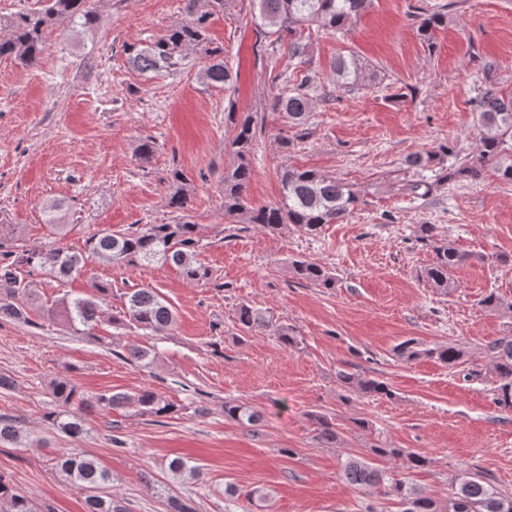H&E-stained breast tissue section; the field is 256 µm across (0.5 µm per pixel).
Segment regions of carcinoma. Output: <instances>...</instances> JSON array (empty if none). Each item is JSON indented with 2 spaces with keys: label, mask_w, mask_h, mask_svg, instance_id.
<instances>
[{
  "label": "carcinoma",
  "mask_w": 512,
  "mask_h": 512,
  "mask_svg": "<svg viewBox=\"0 0 512 512\" xmlns=\"http://www.w3.org/2000/svg\"><path fill=\"white\" fill-rule=\"evenodd\" d=\"M372 0H259V13L255 24L270 44L288 43V53L303 65L312 62L309 42L303 31L312 27L345 33L371 6ZM40 7L18 14L9 24V31L0 37V58H13L24 65L34 64L41 56L47 30L68 20L85 27L93 25L96 14L90 0H39ZM226 0H187L189 19L170 26L166 32L143 49L129 46L133 62L144 70L175 69L182 64L190 51L206 42L210 18L215 6ZM445 21L438 12L423 13L418 34L427 46L433 45L435 29ZM210 62L203 69V78L213 84H231V71L224 65V51L207 50ZM336 75L351 83L362 77L355 61L343 57L333 64ZM273 110L283 112L288 123L299 126L311 112V97L301 85L292 94L274 99ZM480 131V151L472 164L455 171L460 177L475 178L483 167L494 165L498 176L512 182V94H500L486 89L476 108ZM225 121L230 124L233 136L230 149L232 163L224 169V215L240 218L245 224H257L268 232H276L290 224L298 231L314 235L324 224H335L351 213L358 197L336 181L313 169H286L280 175V201L261 206L252 205L247 188L253 178L251 152L257 138L258 123L250 113H239L230 106L225 111ZM173 190L167 199L172 212L187 210V178L173 171ZM199 225L181 216L170 222L145 224L133 231H103L88 238L83 248L69 249L55 244L43 245L22 251L13 260L0 253V317L28 322L29 309L37 306L49 319H59L78 334H92L106 321L116 328L138 329L146 334L158 335L175 323V313L151 288H139L124 295L123 307L112 314L102 309V303L112 295L108 283L94 285L95 293L89 296H64L49 305L39 303L34 291L18 275V267L27 265L39 268L49 275L66 279L79 273L90 260L107 263H127L147 267L155 264H172L189 281L206 282L211 270L197 262L195 247L199 242ZM419 239L432 248V263L425 269V279L437 290L448 293L453 282L448 272L463 265L469 255L461 252L451 242L438 237L433 224L419 225ZM293 277L303 283L331 289L335 277L322 265L303 258L289 264ZM236 323L242 332L268 325L263 314L249 306L241 305ZM278 342L284 347H295L300 339L296 330L287 324L276 329ZM489 370L496 378L495 401L504 411H512V336H503L487 346ZM393 355L404 363L429 358L454 368L465 362L466 350L458 344L436 345L425 348L413 338L406 339L393 348ZM338 378L345 391L362 397H394L389 384L374 377L342 370ZM54 409L45 421L50 429L71 438L84 433L81 415L74 406L117 409L135 405L142 415L167 418L178 412L177 406L162 393L143 389L134 395L103 393L89 400L66 379L57 380L51 387ZM224 417L245 427L261 422L260 412L236 400L224 402ZM318 441L326 446L339 444L343 435L333 419L312 413ZM24 438L19 422L10 417H0V443H17ZM372 455L388 459H406L408 469L422 471L430 459L420 453L408 452L384 442L371 446ZM58 466L68 481L85 492V512H127V508L109 492L110 474L97 462L81 453H70L58 459ZM346 481L358 489H376L399 505V512H440L438 501L405 478L380 469L362 458L351 456L341 464ZM0 512H38L34 504L17 493L11 484L0 477ZM446 512H512V496L503 493L480 474L463 472L450 480Z\"/></svg>",
  "instance_id": "carcinoma-1"
}]
</instances>
